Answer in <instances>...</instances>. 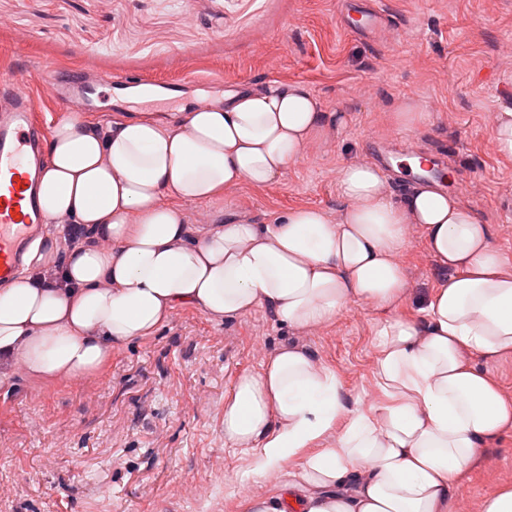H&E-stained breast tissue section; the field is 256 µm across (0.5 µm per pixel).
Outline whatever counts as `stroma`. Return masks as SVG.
I'll use <instances>...</instances> for the list:
<instances>
[{
	"mask_svg": "<svg viewBox=\"0 0 512 512\" xmlns=\"http://www.w3.org/2000/svg\"><path fill=\"white\" fill-rule=\"evenodd\" d=\"M339 0H0V77L14 73L16 35L36 70L77 64L184 83L180 97L129 98L128 112L165 115L247 87L304 84L347 125L313 140L273 183H239L223 198L178 201L186 223L205 227L236 214L257 224L314 207L339 220L345 165L367 141L392 150L439 139L456 151L445 193L489 224L512 272V155L494 139L512 108V0H381L390 27L376 37L346 32ZM424 119L395 124L396 103ZM405 288L396 315L425 325V302L451 274L406 227ZM387 314L354 302L332 321L280 324L267 306L224 321L176 308L151 336L112 353L99 375L38 385L21 368L0 387V512H244L245 499L282 498L301 464L294 457L255 474V452L224 442V401L282 346L336 375L345 412L378 403L377 325ZM512 485V429L487 442L449 489L448 512H483Z\"/></svg>",
	"mask_w": 512,
	"mask_h": 512,
	"instance_id": "obj_1",
	"label": "stroma"
}]
</instances>
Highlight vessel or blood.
I'll return each mask as SVG.
<instances>
[{"label":"vessel or blood","mask_w":512,"mask_h":512,"mask_svg":"<svg viewBox=\"0 0 512 512\" xmlns=\"http://www.w3.org/2000/svg\"><path fill=\"white\" fill-rule=\"evenodd\" d=\"M383 13L364 9L345 28L353 34L374 35L387 28ZM23 75L0 81V284L15 280L25 267L31 243L43 237L47 218L39 203L44 127L34 117L32 99L42 93L56 99L67 112L89 111L101 88L126 96L146 89L174 91V84H157L146 75L99 72L93 76L68 75L59 70L31 80L30 65L17 58Z\"/></svg>","instance_id":"b4317fda"}]
</instances>
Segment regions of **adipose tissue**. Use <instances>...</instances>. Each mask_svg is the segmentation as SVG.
I'll return each instance as SVG.
<instances>
[{
  "label": "adipose tissue",
  "instance_id": "1",
  "mask_svg": "<svg viewBox=\"0 0 512 512\" xmlns=\"http://www.w3.org/2000/svg\"><path fill=\"white\" fill-rule=\"evenodd\" d=\"M345 122L296 83L164 119L135 112L53 127L42 210L52 223L83 225L94 241L64 254L44 241L34 272L0 287V386L16 364L34 383L93 376L113 350L153 335L179 307L221 321L264 304L297 328L330 321L352 302L393 309L405 286V227L417 224L453 274L428 300L425 327L404 317L380 324L383 401L356 409L335 447L316 449L343 415L336 376L284 347L238 378L224 403V441L256 449L260 472L316 449L290 499L251 498L246 512H448L457 477L512 427V402L467 360L512 356V274L489 226L422 184L391 200L380 170L359 164L342 172L351 205L336 223L302 208L266 224L232 218L197 231L167 203L272 183ZM54 265L63 287L39 277Z\"/></svg>",
  "mask_w": 512,
  "mask_h": 512
}]
</instances>
